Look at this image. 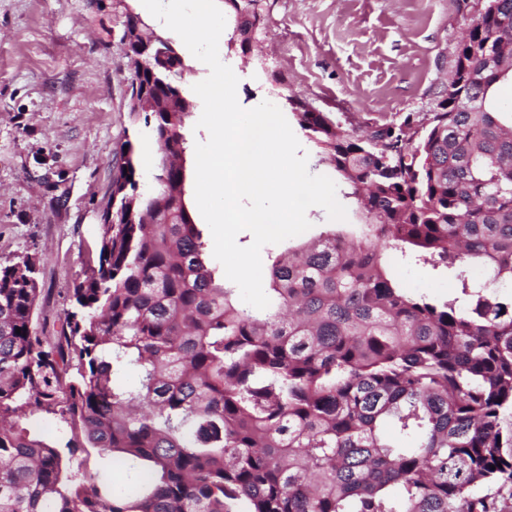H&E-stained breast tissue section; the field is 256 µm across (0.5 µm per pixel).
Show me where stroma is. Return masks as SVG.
Here are the masks:
<instances>
[{"label":"stroma","mask_w":512,"mask_h":512,"mask_svg":"<svg viewBox=\"0 0 512 512\" xmlns=\"http://www.w3.org/2000/svg\"><path fill=\"white\" fill-rule=\"evenodd\" d=\"M112 0H0V264L36 259L37 315L48 333L88 271L114 179L111 158L134 136L129 68ZM482 0H266L253 54L220 44L250 109L289 95L337 116L347 132L428 126L448 96L460 39ZM402 288L448 300L454 279L388 253Z\"/></svg>","instance_id":"1"}]
</instances>
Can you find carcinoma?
Masks as SVG:
<instances>
[{
  "label": "carcinoma",
  "instance_id": "1",
  "mask_svg": "<svg viewBox=\"0 0 512 512\" xmlns=\"http://www.w3.org/2000/svg\"><path fill=\"white\" fill-rule=\"evenodd\" d=\"M462 38L467 112L450 97L424 133L349 134L287 97L365 223L290 246L270 305L215 277L186 204L188 112H144L162 146L140 186L115 154L96 265L56 336L34 320L36 260L0 265V512H512V0ZM262 30L263 0H224ZM174 80L146 60L130 84ZM151 223H142V214ZM455 271L443 303L400 288L385 252ZM487 277L472 286L470 269ZM59 416V447L20 426ZM128 482L86 473L78 449Z\"/></svg>",
  "mask_w": 512,
  "mask_h": 512
}]
</instances>
